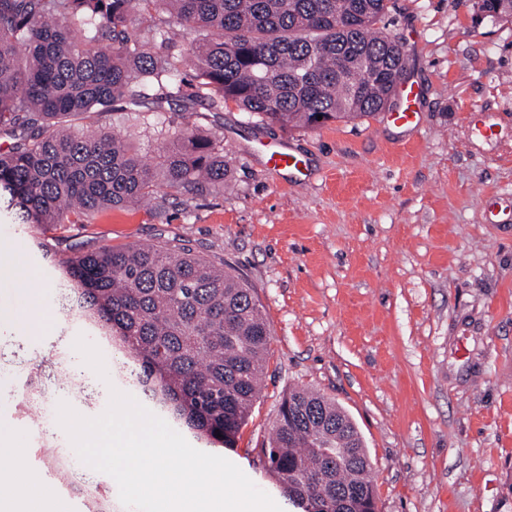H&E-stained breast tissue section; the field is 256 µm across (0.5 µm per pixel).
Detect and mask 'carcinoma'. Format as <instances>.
<instances>
[{
	"mask_svg": "<svg viewBox=\"0 0 512 512\" xmlns=\"http://www.w3.org/2000/svg\"><path fill=\"white\" fill-rule=\"evenodd\" d=\"M390 0H0V205L22 224H89L114 208L157 207L155 183L179 194L222 190L224 147L187 124L145 162L112 132L72 122L163 101L232 100L259 120L313 127L393 106L404 45L375 25ZM512 23V0H478ZM167 12L205 33L177 59L135 31ZM189 64L196 82L179 78ZM67 309L106 343L169 420L204 448H230L259 397L271 345L255 290L178 244L101 246L58 260ZM42 361L24 379L41 410ZM269 469L301 512H377L371 464L335 401L288 392L264 445ZM86 512H111L98 492Z\"/></svg>",
	"mask_w": 512,
	"mask_h": 512,
	"instance_id": "carcinoma-1",
	"label": "carcinoma"
}]
</instances>
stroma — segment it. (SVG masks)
I'll use <instances>...</instances> for the list:
<instances>
[{
  "instance_id": "35a3bbf8",
  "label": "stroma",
  "mask_w": 512,
  "mask_h": 512,
  "mask_svg": "<svg viewBox=\"0 0 512 512\" xmlns=\"http://www.w3.org/2000/svg\"><path fill=\"white\" fill-rule=\"evenodd\" d=\"M386 31L405 47L407 77L423 93L411 127L386 113L317 128L259 121L235 103L163 104L136 119L93 113L153 157L194 124L221 141L226 191L179 195L159 188L155 215L127 208L91 224H22L0 209V256L10 257L16 324L0 325V477L21 496L41 491L35 512H85L79 490L99 487L112 512H130L107 474L82 463L45 383L44 416L24 414L23 379L65 351L103 413L111 390L135 394L125 354L99 343L108 380L74 349L94 334L62 309L59 285L28 293L36 263L109 245L177 240L251 284L273 340L265 380L234 447L219 454L282 508L296 512L261 451L281 399L305 387L333 399L358 428L371 462L378 512H512V23L477 0H392ZM306 155L313 180L266 164L261 142ZM51 319L38 339L23 325ZM66 458L72 487L42 466L43 446Z\"/></svg>"
}]
</instances>
